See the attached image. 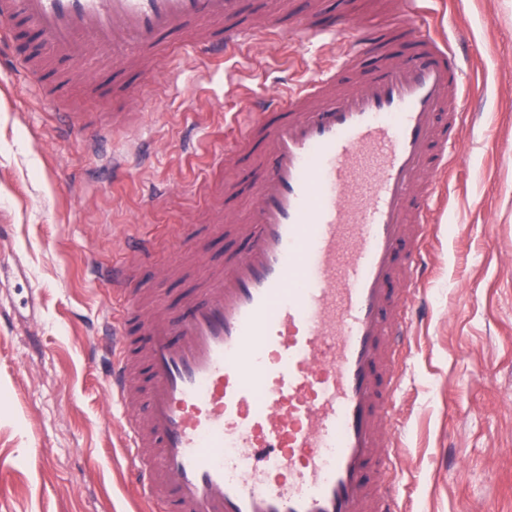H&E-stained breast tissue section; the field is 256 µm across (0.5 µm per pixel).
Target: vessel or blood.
<instances>
[{
  "label": "vessel or blood",
  "instance_id": "vessel-or-blood-1",
  "mask_svg": "<svg viewBox=\"0 0 512 512\" xmlns=\"http://www.w3.org/2000/svg\"><path fill=\"white\" fill-rule=\"evenodd\" d=\"M414 2L371 29L293 16L294 31L343 49L260 101L227 148L225 161L254 163L244 192L255 205L242 223L209 225L233 242L180 309L141 308L127 268L109 270L123 301L109 327L112 427L145 512H399L396 479L372 477L395 446L412 292L468 95L462 55ZM241 10L242 0H0V22L41 36L13 62L41 98L63 100L91 58L113 77L90 86L106 107L131 91L126 53L189 34L222 56L243 35L222 26ZM370 53L366 78L340 87ZM65 125L92 143L106 132L88 111Z\"/></svg>",
  "mask_w": 512,
  "mask_h": 512
}]
</instances>
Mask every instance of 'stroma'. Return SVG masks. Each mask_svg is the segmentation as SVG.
Listing matches in <instances>:
<instances>
[{"instance_id": "35a3bbf8", "label": "stroma", "mask_w": 512, "mask_h": 512, "mask_svg": "<svg viewBox=\"0 0 512 512\" xmlns=\"http://www.w3.org/2000/svg\"><path fill=\"white\" fill-rule=\"evenodd\" d=\"M399 2L288 9L374 25ZM423 15L467 54L477 122L462 127L425 243L431 273L416 295L430 314L412 327L393 466L404 512H512V0H426ZM295 45L280 28L220 60L170 48L135 101L113 99L127 119L96 146L0 69V512H139L106 433L105 322L119 304L93 266L132 268L168 307L223 266V238H204L200 263L180 245L244 179L216 158L256 102L341 50L327 36L301 57Z\"/></svg>"}]
</instances>
